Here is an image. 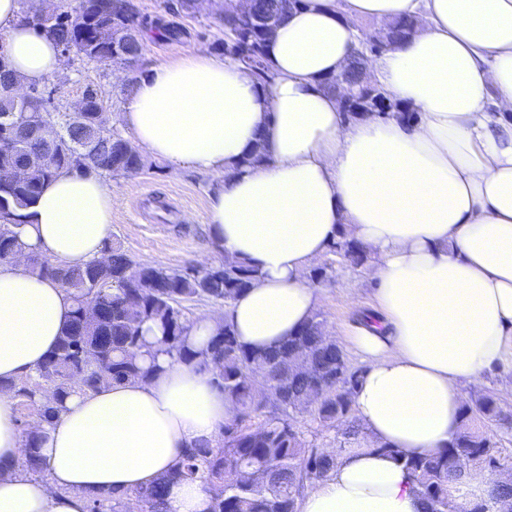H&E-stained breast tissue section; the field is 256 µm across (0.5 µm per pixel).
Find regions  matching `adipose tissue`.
<instances>
[{
	"mask_svg": "<svg viewBox=\"0 0 512 512\" xmlns=\"http://www.w3.org/2000/svg\"><path fill=\"white\" fill-rule=\"evenodd\" d=\"M421 21L398 48L370 59L373 83L416 111L345 122L322 81L341 77L357 47L355 18ZM0 45L28 85L61 66L60 49L0 0ZM263 86L233 57L190 49L131 84L121 115L134 143L173 168L212 178L209 252L249 260L261 280L229 307L198 317L205 350L219 322L265 348L316 311L311 262L339 229L375 257L378 325L356 328L365 363L353 408L373 444L350 448L301 512H424L390 449L448 447L460 388L512 361V0H308L265 49ZM264 135L268 162L234 170ZM23 240L78 266L102 257L112 191L93 172L64 171L42 190ZM58 281L0 265V380L34 373L70 320ZM233 407L208 373L165 366L148 382L77 391L34 450L44 474L18 469L27 452L16 401L0 391V512H87L155 482L184 448L216 443Z\"/></svg>",
	"mask_w": 512,
	"mask_h": 512,
	"instance_id": "adipose-tissue-1",
	"label": "adipose tissue"
}]
</instances>
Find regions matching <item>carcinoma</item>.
Listing matches in <instances>:
<instances>
[{
	"mask_svg": "<svg viewBox=\"0 0 512 512\" xmlns=\"http://www.w3.org/2000/svg\"><path fill=\"white\" fill-rule=\"evenodd\" d=\"M262 18L279 27L302 0H258ZM31 7H21L22 18L32 28L52 37L60 47H71L75 55L100 64L134 63L141 52L140 20L134 0H78L52 15L44 25ZM224 42L221 50L251 66L260 82L271 85L272 75L264 64V49L270 37L259 26L232 11L225 4L222 15ZM413 23L401 18L384 35L368 34L350 60L349 79L359 91L360 103L344 111L351 120L368 106L391 118L401 111L398 103L381 94L375 86L362 84L365 61L385 47H397ZM123 44L114 55L112 44ZM19 80L7 58L0 56V115L9 112L12 121L0 123V264L11 254L30 255L32 272L61 282L71 295L74 309L56 349L39 364L34 374L6 385L20 400V406L52 419L75 390L96 392L113 383L131 379L148 381L163 367L158 357L174 362L197 363L208 371L224 398L235 408L234 418L221 428L217 445L202 444L185 449L166 478L130 493L139 512H166L165 489L171 482L199 481L210 496L207 512H297L298 499L308 483L325 480L338 458L323 456L296 429L293 414L308 409L311 391H323V400L313 408L323 423L348 418L352 396L361 373L349 370L341 347L325 333L319 313L294 335L262 349L243 344L232 324L217 328L207 348L193 350L189 343L193 321L184 303L208 300L230 305L260 279L259 268L245 260L225 258L203 270L182 269L135 262L118 244L107 247L108 262L93 260L80 267L55 264L35 251L15 231L27 223V210L46 183L60 172L95 171L112 176L131 175L146 166L140 152L116 127L96 129L102 100L95 89L85 90V111L73 117L59 110L52 92L32 87L26 104L17 102L14 91ZM50 123L61 130L53 146L55 164L31 167L21 181L9 173L26 165L29 156L46 151L45 142L34 126ZM268 161L264 141L256 140L236 167H251ZM329 251L341 255L350 265L368 262L364 246L340 232ZM154 324L161 333L150 345L143 326ZM501 421L496 397L485 394L474 406H466L463 420L473 412ZM411 476L424 512H449L448 490L466 484L472 467L491 466L499 461L489 439L462 424L452 444L437 452L405 455L386 446ZM490 499L500 510L512 507V483H496ZM127 502L110 496L89 500L88 512H127Z\"/></svg>",
	"mask_w": 512,
	"mask_h": 512,
	"instance_id": "obj_1",
	"label": "carcinoma"
}]
</instances>
